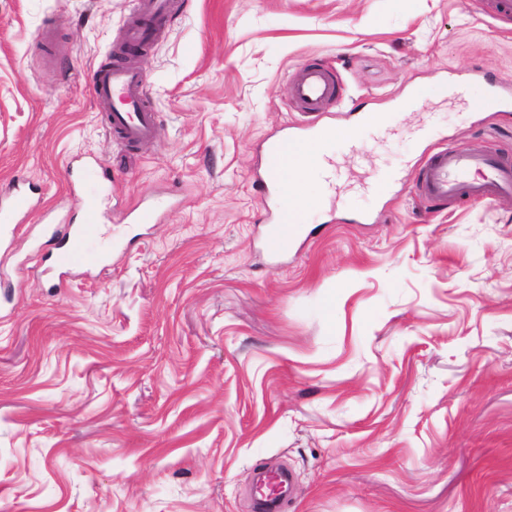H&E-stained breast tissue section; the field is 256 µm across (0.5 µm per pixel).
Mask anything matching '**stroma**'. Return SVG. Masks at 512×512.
Instances as JSON below:
<instances>
[{"mask_svg":"<svg viewBox=\"0 0 512 512\" xmlns=\"http://www.w3.org/2000/svg\"><path fill=\"white\" fill-rule=\"evenodd\" d=\"M481 2L178 0L128 147L88 79L133 0H0V185L41 198L0 238V512H252L265 463L286 512H512V195L414 188L440 146L512 159V101L483 103L512 18ZM307 59L345 82L318 118L343 179L310 178L324 202L274 259L256 180ZM86 162L102 231L61 281L43 244L82 223Z\"/></svg>","mask_w":512,"mask_h":512,"instance_id":"35a3bbf8","label":"stroma"}]
</instances>
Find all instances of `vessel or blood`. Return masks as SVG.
Segmentation results:
<instances>
[{
    "mask_svg": "<svg viewBox=\"0 0 512 512\" xmlns=\"http://www.w3.org/2000/svg\"><path fill=\"white\" fill-rule=\"evenodd\" d=\"M172 8V0H136L135 14L122 45L124 62L97 67L91 75L92 94L105 114L106 129L123 145L140 144L154 137L158 115L146 104L142 74L130 56L134 48L163 31ZM342 95L340 75L322 64L309 61L292 72L291 99L302 122L292 135L281 136L268 144L264 154L265 175L258 180L269 214L264 243L271 255L288 250L302 232L301 226L289 222L291 206L279 180L280 170L293 161L284 147L293 141L310 142L311 119L331 106L342 104ZM103 178V172L92 164L75 174L73 182L81 190L83 221L65 225L48 240V257L60 277L81 269L88 245L99 231L96 193ZM416 189L421 197L442 202L463 198L483 201L512 194V161L485 151L440 147L419 165ZM31 206L32 197L25 183L14 182L0 192V223H15L18 215Z\"/></svg>",
    "mask_w": 512,
    "mask_h": 512,
    "instance_id": "b4317fda",
    "label": "vessel or blood"
}]
</instances>
